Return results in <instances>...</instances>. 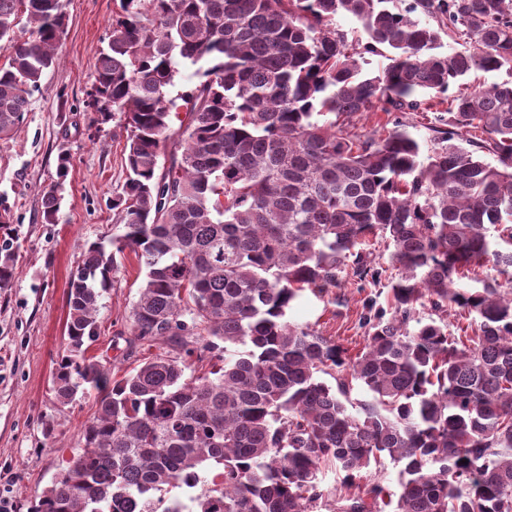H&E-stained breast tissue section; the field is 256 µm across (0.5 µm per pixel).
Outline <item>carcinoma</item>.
I'll return each mask as SVG.
<instances>
[{
    "mask_svg": "<svg viewBox=\"0 0 512 512\" xmlns=\"http://www.w3.org/2000/svg\"><path fill=\"white\" fill-rule=\"evenodd\" d=\"M65 20L64 0H0V139L55 66ZM444 35L466 47L440 51ZM382 51L388 64L363 73ZM197 64L201 81L171 95ZM502 69L512 0H116L91 97L126 132L112 198L123 232L91 244L69 282L51 382L63 405L96 389L97 411L30 512H158L182 484L201 487L198 512H318L331 499L335 512H512V79L448 94ZM182 105L181 154L160 173ZM365 112H429L432 136L397 117L366 130ZM59 208L54 186L44 222ZM378 235L393 249L372 264ZM126 251L144 270L127 349L168 350L112 380L83 346ZM14 262L1 247L0 288ZM484 268L480 287L462 283ZM350 279L389 287L387 307L361 317L353 359L287 320L304 291ZM426 304L475 315V336L416 317ZM383 456L399 467L394 501L359 491Z\"/></svg>",
    "mask_w": 512,
    "mask_h": 512,
    "instance_id": "carcinoma-1",
    "label": "carcinoma"
}]
</instances>
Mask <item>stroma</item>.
Here are the masks:
<instances>
[{"mask_svg": "<svg viewBox=\"0 0 512 512\" xmlns=\"http://www.w3.org/2000/svg\"><path fill=\"white\" fill-rule=\"evenodd\" d=\"M114 0H65L66 25L58 63L44 76L17 133L0 140V201L11 220L0 242L16 253L10 287L0 289V497L13 512L30 502L63 470L93 416L95 393L56 403L52 374L65 347L68 283L90 243L120 234L121 213L112 197L125 181V134L103 121L91 104L98 52L112 25ZM70 165L56 223H44L42 195L56 181L58 157ZM143 276L126 254L113 286L99 300V334L87 356L110 361L112 372L130 370L124 333ZM387 303L373 287L348 282L318 296L304 292L288 312L292 322L335 337L356 355L365 345L359 317L368 300Z\"/></svg>", "mask_w": 512, "mask_h": 512, "instance_id": "stroma-1", "label": "stroma"}]
</instances>
